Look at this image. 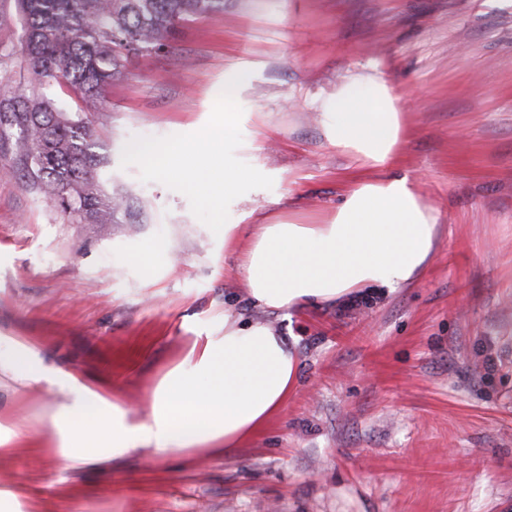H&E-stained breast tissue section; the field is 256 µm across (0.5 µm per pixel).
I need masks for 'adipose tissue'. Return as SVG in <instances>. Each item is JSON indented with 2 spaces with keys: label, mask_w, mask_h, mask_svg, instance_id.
I'll list each match as a JSON object with an SVG mask.
<instances>
[{
  "label": "adipose tissue",
  "mask_w": 512,
  "mask_h": 512,
  "mask_svg": "<svg viewBox=\"0 0 512 512\" xmlns=\"http://www.w3.org/2000/svg\"><path fill=\"white\" fill-rule=\"evenodd\" d=\"M327 139L377 171L353 182L343 203L322 224L279 219L224 227L225 249L239 253L236 272L254 306L283 310L336 304L367 288L412 283L431 259L438 217L410 179L389 171L402 138L400 107L381 72H350L314 105ZM184 144L151 149L165 174L221 209L238 181L216 176L208 163L170 165L193 152ZM0 373L56 401L41 421L13 420L0 431V459L14 449L61 459L87 471L142 452L163 457L197 449L237 448L282 410L296 386L294 345L269 322L224 312V333L195 342L182 362L152 389L136 415L102 380L49 363L35 343L0 331Z\"/></svg>",
  "instance_id": "1"
}]
</instances>
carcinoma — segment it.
Returning a JSON list of instances; mask_svg holds the SVG:
<instances>
[{"label":"carcinoma","instance_id":"1","mask_svg":"<svg viewBox=\"0 0 512 512\" xmlns=\"http://www.w3.org/2000/svg\"><path fill=\"white\" fill-rule=\"evenodd\" d=\"M28 39L22 62L27 89L0 82V114L10 113L15 172L26 186L83 224H117L132 217L120 195L101 189L107 163L96 151L92 113L133 57L169 51L188 21L224 11V0H17ZM56 83L82 103L84 117L45 94Z\"/></svg>","mask_w":512,"mask_h":512}]
</instances>
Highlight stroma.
I'll list each match as a JSON object with an SVG mask.
<instances>
[{"instance_id":"obj_1","label":"stroma","mask_w":512,"mask_h":512,"mask_svg":"<svg viewBox=\"0 0 512 512\" xmlns=\"http://www.w3.org/2000/svg\"><path fill=\"white\" fill-rule=\"evenodd\" d=\"M21 60L16 0H0V79L27 85ZM238 66L251 69L238 129L206 153L255 176L217 212L131 150L195 141ZM373 66L402 106L393 172L438 213L433 256L407 287L263 313L227 275L237 256L218 226L320 222L375 178L309 107ZM96 139L101 186L137 223L74 222L0 148V329L139 413L198 337L223 335L230 307L295 335L297 390L225 451L77 477L17 449L0 460L15 512H512V0H224L107 88Z\"/></svg>"}]
</instances>
